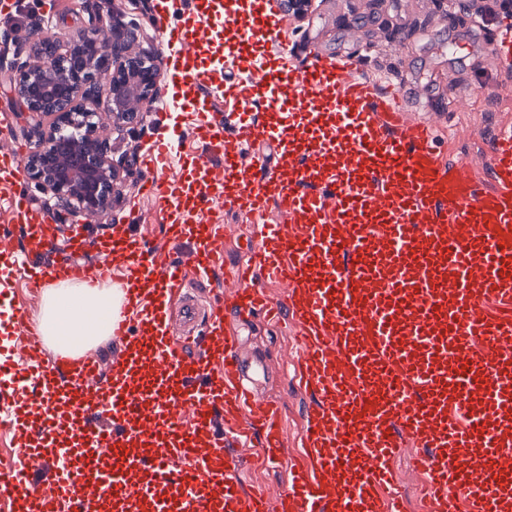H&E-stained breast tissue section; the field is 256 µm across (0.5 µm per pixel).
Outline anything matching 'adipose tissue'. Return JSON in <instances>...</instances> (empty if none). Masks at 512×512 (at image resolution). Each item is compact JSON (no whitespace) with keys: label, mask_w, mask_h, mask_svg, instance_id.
Returning <instances> with one entry per match:
<instances>
[{"label":"adipose tissue","mask_w":512,"mask_h":512,"mask_svg":"<svg viewBox=\"0 0 512 512\" xmlns=\"http://www.w3.org/2000/svg\"><path fill=\"white\" fill-rule=\"evenodd\" d=\"M119 293L111 288H96L85 284L61 282L47 288L44 293V310L41 329L49 343L68 353H76L78 347H94L111 336L110 317L117 307ZM80 308L89 317L90 322L82 329L83 342L72 345L67 327L70 308Z\"/></svg>","instance_id":"ef3b65f1"}]
</instances>
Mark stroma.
Masks as SVG:
<instances>
[{"label":"stroma","mask_w":512,"mask_h":512,"mask_svg":"<svg viewBox=\"0 0 512 512\" xmlns=\"http://www.w3.org/2000/svg\"><path fill=\"white\" fill-rule=\"evenodd\" d=\"M105 3L120 12L124 21L137 25L138 48L164 53L163 32L179 0H18L10 20L0 19V43L8 24L20 22L29 10L42 16L45 31L79 39L98 25L99 7ZM280 17L279 38L269 45V52H285L299 66L309 64L316 55L354 61L362 76L400 91L410 112L433 120V134L439 141L450 142L452 159L484 167L490 139L498 128L512 125V67L501 66L493 53L502 21L512 20V8L503 0H311L303 16L284 10ZM199 55L212 73L208 90L218 108L234 115L238 106L225 99L224 85L238 77V70L225 67L216 42L201 45ZM156 102L157 110L150 112L136 133L112 127L106 132L111 156L122 164L123 181L111 207L86 227L92 243L87 259L96 256L95 241L110 235L118 220L131 212L138 217L134 226L138 235L159 247L168 245L164 223L152 201L140 192L142 159L155 151L159 141H171L175 144L171 165L177 170L197 161L203 149L193 132L191 109L173 97L167 82H159ZM163 104L170 107L164 114L159 111ZM1 127L7 133L0 145L28 154L35 141L32 122L17 104L4 72L0 73ZM3 289L10 298L0 300V314L15 304L32 319H40L43 300L31 291L26 275L6 267L0 273ZM225 319L243 327L240 355L259 392L282 402L286 435L280 463L247 466L239 473L247 491H259L274 500L288 492L293 472L303 461L301 442L315 399L294 382L292 367L279 361L283 352L298 347L288 317L273 319L257 313L242 323L229 310ZM416 453L412 444H405L391 463L406 512H424L414 468Z\"/></svg>","instance_id":"35a3bbf8"}]
</instances>
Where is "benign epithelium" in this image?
Returning a JSON list of instances; mask_svg holds the SVG:
<instances>
[{
    "instance_id": "1",
    "label": "benign epithelium",
    "mask_w": 512,
    "mask_h": 512,
    "mask_svg": "<svg viewBox=\"0 0 512 512\" xmlns=\"http://www.w3.org/2000/svg\"><path fill=\"white\" fill-rule=\"evenodd\" d=\"M29 36L0 52V72L34 121L24 161L29 178L90 224L111 205L119 171L101 139V116L119 128L146 122L155 99L157 55L135 52L136 28L119 17L65 43L30 23Z\"/></svg>"
}]
</instances>
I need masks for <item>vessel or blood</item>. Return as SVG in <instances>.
I'll list each match as a JSON object with an SVG mask.
<instances>
[{"label":"vessel or blood","instance_id":"1","mask_svg":"<svg viewBox=\"0 0 512 512\" xmlns=\"http://www.w3.org/2000/svg\"><path fill=\"white\" fill-rule=\"evenodd\" d=\"M268 2L236 0L226 22L242 73L224 86L240 105L232 122L197 63L206 12L168 34L176 50L166 71L196 100L208 159L184 181L159 145L143 161L140 191L169 243L185 244L179 259L124 228L101 240L95 262H77L82 231L59 250L48 210L30 205L18 150L0 151V186L23 231L19 254L0 235V259L35 289L54 279L106 284L125 271L112 359L47 353L18 309L0 322L12 370L0 426L17 445L0 479L7 512H403L390 462L408 442L431 512H512V126L490 139L483 171L448 159L430 122L351 62L299 68L265 54L278 24ZM493 51L512 65L511 22ZM260 140L276 142V164L253 152ZM217 187L225 209L259 216L274 204L282 216L256 225L247 260L229 266L231 228L208 218ZM218 267L224 292L205 321L183 301V327L208 338L192 358L173 337L168 302ZM268 282L285 290L295 377L316 398L306 462L275 501L245 491L239 449L261 430L254 459L277 463L281 407L246 385L241 337L224 322L230 305L271 311ZM17 335L27 352L15 351Z\"/></svg>","mask_w":512,"mask_h":512}]
</instances>
